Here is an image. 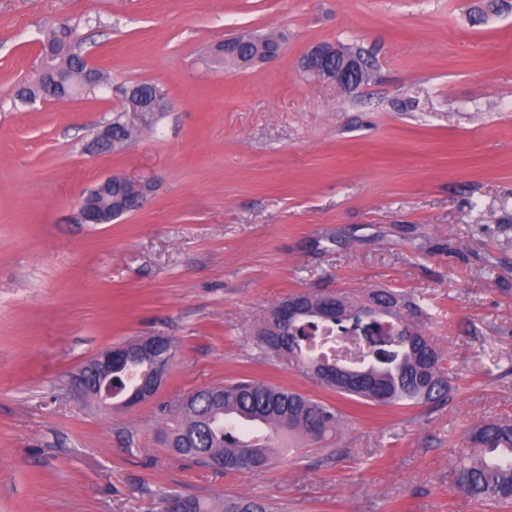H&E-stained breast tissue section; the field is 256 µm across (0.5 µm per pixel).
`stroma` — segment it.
<instances>
[{
  "instance_id": "1",
  "label": "stroma",
  "mask_w": 512,
  "mask_h": 512,
  "mask_svg": "<svg viewBox=\"0 0 512 512\" xmlns=\"http://www.w3.org/2000/svg\"><path fill=\"white\" fill-rule=\"evenodd\" d=\"M476 0H0V512H161L173 494L288 512H512L459 492L464 433L512 417V11ZM76 28L114 81L166 94L118 153L90 150L108 92L32 104L44 31ZM279 56L224 67L241 29ZM320 42L370 50L347 93L307 78ZM419 93V110L400 105ZM149 184L109 224L78 218L110 174ZM491 209L479 224L471 204ZM392 288L457 376L436 407L365 406L289 370L258 333L289 294ZM177 349L155 402L100 408L71 379L139 337ZM244 376L337 406V436L225 475L174 456L159 406Z\"/></svg>"
}]
</instances>
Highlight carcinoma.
<instances>
[{"instance_id":"1","label":"carcinoma","mask_w":512,"mask_h":512,"mask_svg":"<svg viewBox=\"0 0 512 512\" xmlns=\"http://www.w3.org/2000/svg\"><path fill=\"white\" fill-rule=\"evenodd\" d=\"M512 4L507 0H484L471 9L479 22L487 12H498ZM270 46L267 36L243 32L230 45L224 62L239 66L252 58L257 45ZM52 52L50 68H42L34 82L22 88L17 97L33 101L38 97L68 99L71 90L83 96L97 94L99 79L81 77L83 64L80 48L66 34L49 30L41 40L40 56ZM133 90L132 98L151 101L165 99L164 93L148 82L124 83ZM122 107L112 116V149H121L144 126L136 108L121 98ZM339 309L336 319L322 313L324 299L309 293H297L275 305L267 326L260 334L263 348L286 357L288 367L340 395L343 398L377 406L406 407L437 405L447 399L456 381L448 359L433 341L413 324L402 319L400 306L418 305L392 289H376L361 298L335 294ZM374 337L365 345L363 331ZM352 337L358 351L343 355L316 352V344L333 334ZM341 360L348 374L340 380L326 379L325 367ZM154 359L141 357L133 362L132 379L120 369L112 376L120 390L140 383L149 374ZM343 413L334 405L300 392L264 381L240 378L226 383L209 384L184 395L177 407L174 425L167 435L181 438L183 433H197L195 447L175 448L173 452L200 466L206 458L224 457V472L260 473L279 458H286L304 445H311V435L320 441L336 433ZM470 451L456 467V485L466 495L491 501L502 507L512 504V419L482 422L465 434ZM185 512H280L269 503L252 497L227 495L208 503L198 497L184 498Z\"/></svg>"}]
</instances>
